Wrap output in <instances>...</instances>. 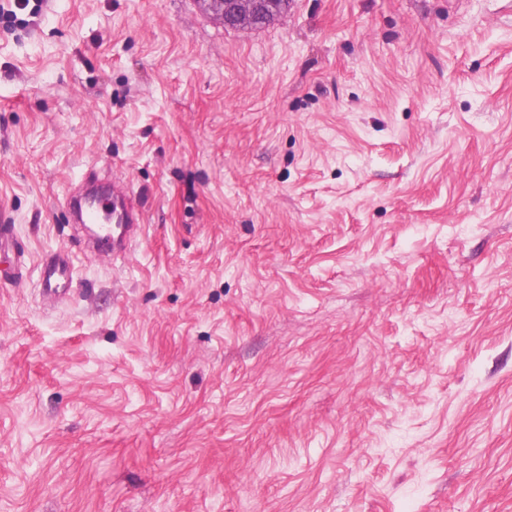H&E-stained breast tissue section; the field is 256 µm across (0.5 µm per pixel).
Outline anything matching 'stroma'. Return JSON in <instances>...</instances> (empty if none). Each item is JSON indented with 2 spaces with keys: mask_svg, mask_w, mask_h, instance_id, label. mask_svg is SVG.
<instances>
[{
  "mask_svg": "<svg viewBox=\"0 0 512 512\" xmlns=\"http://www.w3.org/2000/svg\"><path fill=\"white\" fill-rule=\"evenodd\" d=\"M465 2L0 15V512H512V8ZM202 9L228 27L257 28L288 12L289 0H198ZM110 204L109 198L94 195L76 196L70 200L75 220L80 224H94L97 245L104 250L120 252L141 231L142 220L121 189L113 192L112 211ZM39 266L41 288L46 298L59 297L68 290L74 268L69 256L63 254L44 256Z\"/></svg>",
  "mask_w": 512,
  "mask_h": 512,
  "instance_id": "35a3bbf8",
  "label": "stroma"
}]
</instances>
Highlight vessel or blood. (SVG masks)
Here are the masks:
<instances>
[{"mask_svg":"<svg viewBox=\"0 0 512 512\" xmlns=\"http://www.w3.org/2000/svg\"><path fill=\"white\" fill-rule=\"evenodd\" d=\"M75 220L95 227L97 245L105 250L123 251L128 241L141 229V219L122 191L112 197L84 195L70 200ZM73 262L70 257L56 254L40 261L41 288L49 299L67 291L72 279Z\"/></svg>","mask_w":512,"mask_h":512,"instance_id":"obj_1","label":"vessel or blood"}]
</instances>
